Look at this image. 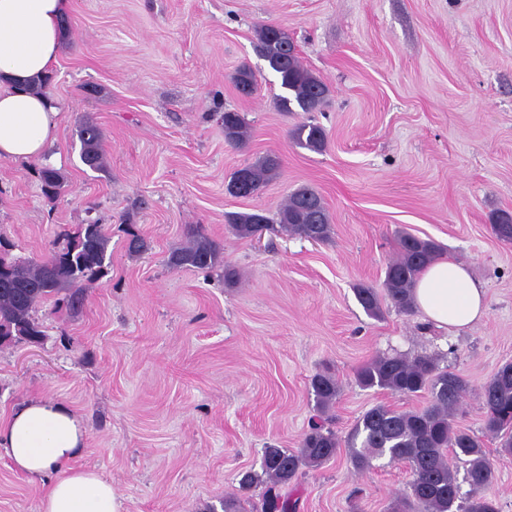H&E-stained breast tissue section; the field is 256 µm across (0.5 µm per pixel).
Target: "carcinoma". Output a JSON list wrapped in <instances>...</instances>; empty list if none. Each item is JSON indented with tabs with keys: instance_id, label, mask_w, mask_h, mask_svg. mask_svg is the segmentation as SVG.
Masks as SVG:
<instances>
[{
	"instance_id": "carcinoma-1",
	"label": "carcinoma",
	"mask_w": 512,
	"mask_h": 512,
	"mask_svg": "<svg viewBox=\"0 0 512 512\" xmlns=\"http://www.w3.org/2000/svg\"><path fill=\"white\" fill-rule=\"evenodd\" d=\"M256 53L279 75L281 88L288 95L276 97L282 112L292 111L295 103L303 112H316L326 102L327 85L303 66L295 44L281 27L264 24L257 30ZM238 89L253 93L255 76L244 66L235 77ZM224 138L235 146L249 138L248 126L238 112H224ZM80 142V159L94 171L106 168L101 128L89 120L76 130ZM297 145L310 151L325 146L322 126L305 121L291 132ZM279 157L268 154L253 164L237 169L246 174L251 194H257L279 171ZM43 194L58 197L65 184L61 173L51 167L40 170ZM227 223L234 235L248 239L264 230L274 229L314 241L329 239L332 233L330 216L319 193L308 187L295 189L272 220L260 212L233 213ZM111 237L103 225L82 224L39 261L11 255L10 243L0 240V332L38 343L44 336L42 324L34 317L36 306L51 298L72 309L83 303L84 290L107 274ZM441 247L430 239L409 233L400 236V252L386 268L383 283L385 295L404 313L414 312L413 291L421 273L441 258ZM168 264L176 269H214L224 266V281L232 283L237 271L223 263L220 247L200 225L188 229L186 244L173 249ZM355 296L371 317L382 314L379 292L368 285L354 288ZM359 386L389 390L407 396L429 395L428 404L418 410L397 411L376 406L366 411L348 438L350 461L358 472L373 468V460L389 456L405 464L411 473L410 494L393 506V512H499L495 500L488 495L493 480L494 461L487 454L482 439L454 425V415L466 394L467 382L458 374L439 368L435 358L418 355L378 356L355 373ZM316 403V418L309 424L300 446L295 451L269 447L262 456V473H245L240 489L248 491L265 485L262 512H293L295 504L282 490L307 470H315L335 458L341 441L330 428L333 409L340 393L338 379L330 372L318 373L311 379ZM484 430L504 437L498 455L512 456V362L503 364L481 391ZM465 464L463 482L469 491L461 494L458 471L451 466L448 454Z\"/></svg>"
}]
</instances>
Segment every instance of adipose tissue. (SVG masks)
<instances>
[{
    "label": "adipose tissue",
    "mask_w": 512,
    "mask_h": 512,
    "mask_svg": "<svg viewBox=\"0 0 512 512\" xmlns=\"http://www.w3.org/2000/svg\"><path fill=\"white\" fill-rule=\"evenodd\" d=\"M70 0H0V158L38 160L53 142L60 108L30 92L49 75L62 42L59 20ZM426 319L444 329L470 327L486 312V289L470 269L441 260L414 288ZM83 420L65 403L32 397L0 421V451L21 474L43 484L41 512H119L111 480L78 466L86 447Z\"/></svg>",
    "instance_id": "1"
}]
</instances>
